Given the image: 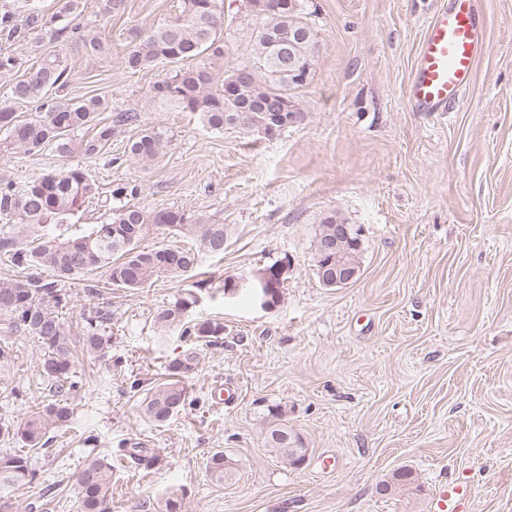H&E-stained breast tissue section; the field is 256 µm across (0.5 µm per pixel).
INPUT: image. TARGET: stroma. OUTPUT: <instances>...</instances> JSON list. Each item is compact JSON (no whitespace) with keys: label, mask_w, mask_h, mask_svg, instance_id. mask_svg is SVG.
Wrapping results in <instances>:
<instances>
[{"label":"stroma","mask_w":512,"mask_h":512,"mask_svg":"<svg viewBox=\"0 0 512 512\" xmlns=\"http://www.w3.org/2000/svg\"><path fill=\"white\" fill-rule=\"evenodd\" d=\"M78 2L77 23L105 52L0 32V55L18 61L0 74V101L32 65L60 57L69 98L105 102L98 118L113 124L112 150L25 154L0 138V181L85 169L99 193L58 227L65 238L136 204L205 215L226 241L223 255L199 253L184 280L130 291L101 269L67 282L57 310L66 335L78 339L89 309L105 306L112 348L103 358L75 349V426L32 452L36 478L11 492L6 512H80L77 478L94 458L112 467L111 512H159L173 493L183 512H428L445 480L469 486L468 512H512V0H479L488 49L447 112L413 111L407 82L448 0H300L317 44L292 92L304 119L271 140L208 129L197 113L153 99L171 65L126 68L132 36L183 0H126L112 17L100 0ZM251 27L245 0H224L216 80L247 57ZM127 110L139 126L116 123ZM141 127L166 141L154 161L125 153ZM331 216L361 241L359 279L335 288L315 266ZM284 259L273 308L225 293V279ZM187 291L197 298L191 318L220 320L224 338L200 348L186 380L191 405L157 425L139 401L185 342L156 313ZM4 341L14 357L0 363V426L15 428L53 396L37 337L0 315ZM274 407L309 450L302 467L264 443ZM137 444L158 463L135 461ZM218 450L233 463L221 484L207 469ZM403 469L413 482L380 494Z\"/></svg>","instance_id":"1"}]
</instances>
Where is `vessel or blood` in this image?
Returning a JSON list of instances; mask_svg holds the SVG:
<instances>
[{"label":"vessel or blood","mask_w":512,"mask_h":512,"mask_svg":"<svg viewBox=\"0 0 512 512\" xmlns=\"http://www.w3.org/2000/svg\"><path fill=\"white\" fill-rule=\"evenodd\" d=\"M485 30L476 0H448L429 21L408 83L420 112H445L472 83L476 60L486 51ZM462 486L441 484L431 512H465Z\"/></svg>","instance_id":"obj_1"}]
</instances>
